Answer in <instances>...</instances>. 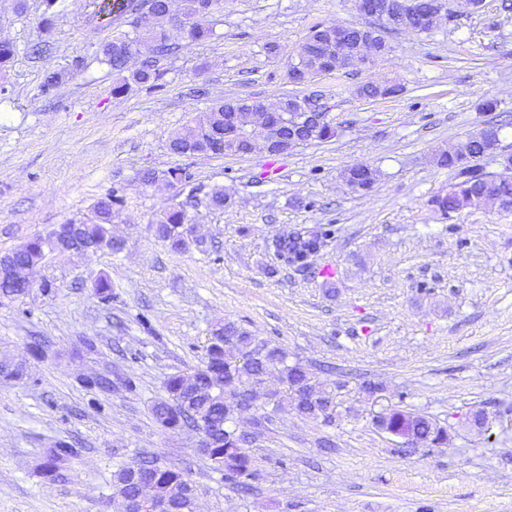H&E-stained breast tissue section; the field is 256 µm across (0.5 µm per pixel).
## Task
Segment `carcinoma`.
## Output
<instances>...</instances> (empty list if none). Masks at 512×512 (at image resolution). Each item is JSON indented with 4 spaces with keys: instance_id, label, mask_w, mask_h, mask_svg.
I'll list each match as a JSON object with an SVG mask.
<instances>
[{
    "instance_id": "obj_1",
    "label": "carcinoma",
    "mask_w": 512,
    "mask_h": 512,
    "mask_svg": "<svg viewBox=\"0 0 512 512\" xmlns=\"http://www.w3.org/2000/svg\"><path fill=\"white\" fill-rule=\"evenodd\" d=\"M389 12L402 14L399 0H383ZM412 12L404 15L397 30H409L418 17L437 11L436 0H410ZM221 0H183L180 14L171 12L168 0H111L108 13L128 29L112 37L101 47L100 63L112 72L121 74L133 52L130 47L145 49V58L129 77L117 83L112 92L123 94L134 83L149 93L163 90V70L160 61L176 56L183 47L205 41L213 35V27L203 20L219 12ZM349 49L348 66L355 67L354 59L363 47H371L382 54L389 51L385 36L373 37L357 27L338 36L336 26L320 24L297 46L290 70L299 72L308 84L320 72L336 69V46ZM404 91L401 83L380 77L372 83L357 87V97L377 102L396 97ZM276 108L283 112L329 113L328 101L311 94H288ZM273 123L270 112H259L247 106L244 98L228 99L198 113L191 123L173 132L168 148L178 156L244 155L254 147V134L261 130L269 136ZM300 139L314 137L325 141L336 135L332 124L302 128L288 123L284 137ZM499 145V132L491 126L479 136L441 151L436 162L441 167L456 171V182L451 190L434 200L436 207L451 213L478 205L482 189L488 188L487 198L512 210V155L503 157V172L487 176L474 161L488 149ZM345 184L353 191L366 190L374 181L371 170L349 169L343 174ZM159 180L175 189H189L185 201L172 200L154 219L156 237L175 252H185L191 246L201 247L204 241L194 234L189 224L187 206L196 197L199 187L191 166L177 165L163 172L146 169L141 181L151 186ZM125 205L121 190L111 187L92 206V217L77 224H58L47 236H35L7 255L8 275L0 280V299L11 302L26 298L33 288L30 275L46 266L54 252H84L107 250L118 254L124 241L112 236L114 217ZM336 237V225L320 224L314 229L285 231L274 239V248L280 261L291 266L310 252L317 253ZM277 368L285 385L284 393L272 401L273 410L291 408L296 415L310 420L332 422L336 401L331 391L295 363L288 364L285 352L252 335L251 331L234 321L213 328L201 365L190 374L176 372L167 376L165 395L151 406L154 422L165 431L184 427L194 429L200 437L199 451L221 474V480L247 490L248 480L254 476L252 458L245 448V435L229 426L234 414L254 405L265 397L266 376ZM0 375L22 380L26 377L23 365L7 358L0 359ZM82 387L92 394L88 406L101 414L106 410V399L112 395L115 382L106 373L96 372L81 380ZM383 430L400 438L431 447L447 440L445 432L427 418L397 407L379 417ZM79 449L65 441H56L46 449L43 468L57 478L68 470V459L77 457ZM113 498L122 502L124 512H195L197 490L183 472L159 466L156 459H143L116 470L112 477Z\"/></svg>"
}]
</instances>
